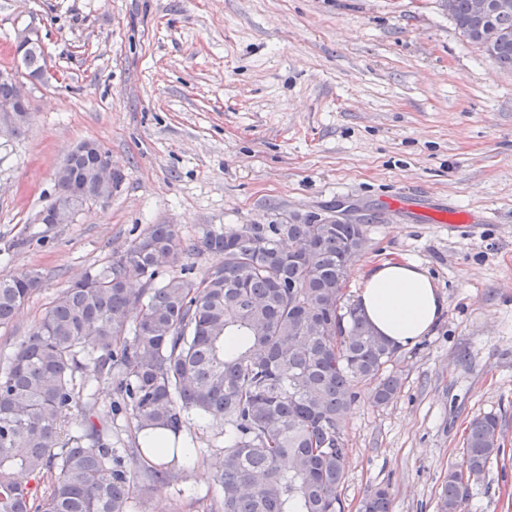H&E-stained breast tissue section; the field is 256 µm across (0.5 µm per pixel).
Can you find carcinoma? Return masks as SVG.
<instances>
[{
  "mask_svg": "<svg viewBox=\"0 0 512 512\" xmlns=\"http://www.w3.org/2000/svg\"><path fill=\"white\" fill-rule=\"evenodd\" d=\"M461 34L512 70V9L482 17L472 0H445ZM28 76L42 50L21 58ZM103 149L69 154L55 172L57 200L78 214L94 203ZM207 224L199 245L217 257L201 278L170 275L190 246L174 224H153L83 279L62 289L34 332L0 368V512H129L135 458L112 447L103 418L60 443L68 412L88 390L85 361L112 384L110 411L138 431L179 438L196 416L224 425L215 481L222 512H344L347 448L341 421L367 387L389 404L401 380L399 347L345 303L351 266L366 250L364 220L345 224ZM43 281L0 276V326ZM135 281L143 288H130ZM501 452L498 419H471L460 460L448 466L439 512H463L469 485ZM386 486L361 512H390Z\"/></svg>",
  "mask_w": 512,
  "mask_h": 512,
  "instance_id": "cac0c4a2",
  "label": "carcinoma"
}]
</instances>
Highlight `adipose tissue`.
Segmentation results:
<instances>
[{
  "label": "adipose tissue",
  "instance_id": "ef3b65f1",
  "mask_svg": "<svg viewBox=\"0 0 512 512\" xmlns=\"http://www.w3.org/2000/svg\"><path fill=\"white\" fill-rule=\"evenodd\" d=\"M359 306L379 336L405 346L433 329L446 303L438 284L419 264L387 260L365 277Z\"/></svg>",
  "mask_w": 512,
  "mask_h": 512
}]
</instances>
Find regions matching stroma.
I'll list each match as a JSON object with an SVG mask.
<instances>
[{
  "instance_id": "obj_1",
  "label": "stroma",
  "mask_w": 512,
  "mask_h": 512,
  "mask_svg": "<svg viewBox=\"0 0 512 512\" xmlns=\"http://www.w3.org/2000/svg\"><path fill=\"white\" fill-rule=\"evenodd\" d=\"M22 34L47 71L28 79L31 120L0 146V276L41 269L40 288L0 327V365L57 294L153 224L193 240L205 224H284L351 210L369 221L346 294L382 260L419 262L446 310L401 347L385 406L361 394L345 416V512L389 487L392 512H438L470 420L498 417L503 453L464 512H512V71L460 33L443 0H0V70ZM83 141L122 182L72 223L37 213ZM428 194L487 215L471 232L395 212ZM30 246L14 248L16 239ZM171 481L131 484L132 512H221L220 426L190 422Z\"/></svg>"
}]
</instances>
